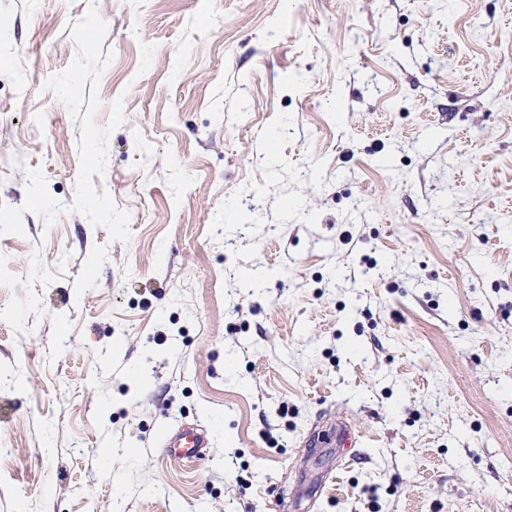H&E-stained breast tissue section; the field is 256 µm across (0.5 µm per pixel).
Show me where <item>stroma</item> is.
<instances>
[{"mask_svg":"<svg viewBox=\"0 0 512 512\" xmlns=\"http://www.w3.org/2000/svg\"><path fill=\"white\" fill-rule=\"evenodd\" d=\"M91 2L131 237L0 235V512H512V0H0V204ZM208 447L206 435L196 429L189 428L175 433H168L163 439V448L178 457L197 458L202 456V448Z\"/></svg>","mask_w":512,"mask_h":512,"instance_id":"1","label":"stroma"}]
</instances>
